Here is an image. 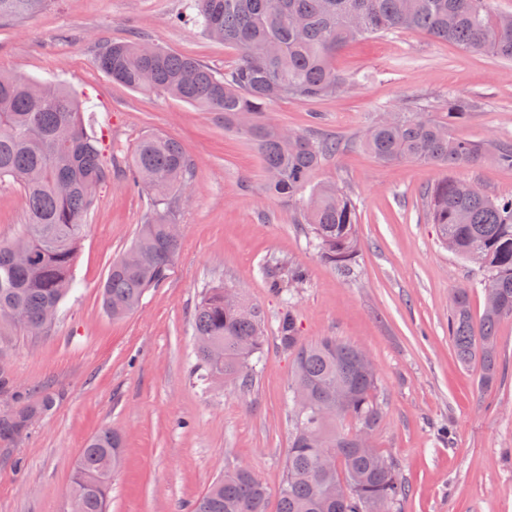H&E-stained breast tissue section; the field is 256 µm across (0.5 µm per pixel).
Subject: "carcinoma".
<instances>
[{"mask_svg": "<svg viewBox=\"0 0 512 512\" xmlns=\"http://www.w3.org/2000/svg\"><path fill=\"white\" fill-rule=\"evenodd\" d=\"M50 0H0V23L36 14ZM190 19L207 36L240 51L224 73L199 60L138 40L100 49L98 68L112 81L141 93L176 98L205 112L224 113L257 149L272 193L298 205L320 259L344 275L360 251L356 207L332 184L313 185L311 174L337 155L341 144L309 133L284 134L265 119L277 99H315L348 86L334 66L345 45L402 30L417 31L463 50L512 62V14L489 0H188ZM475 107L448 100L442 120L425 113L385 112L367 127L362 144L387 163L422 162L446 167L475 165L491 154L512 167V142L490 145L457 135L454 125ZM83 101L66 83H42L0 71V181L24 196L26 222L0 244V325L33 334L52 327L75 286L83 219L112 176L97 136L88 131ZM194 164L175 139L141 137L132 156L129 186L146 192L151 214L130 251L140 261L112 262L103 283V305L115 319L140 305L168 276L180 248L178 198L188 189ZM425 215L439 241L465 261L478 256L485 310L474 319L467 289L450 307L448 335L459 362L481 353L484 381L499 372L498 324L512 318V198L493 197L460 178H445L424 194ZM270 287L292 294L307 280L302 266L283 274L264 269ZM200 381H230L248 391L256 379L253 360L266 342L264 312L224 284L206 289L192 320ZM276 340L295 355L293 390H307L308 404L293 412V432L278 512H393L409 495L392 461L356 445L361 424L376 428L382 412L376 373L360 370L358 348L334 337L304 345L288 310L277 318ZM53 398L25 397L0 416V441L28 434L51 410ZM122 436L105 428L90 436L71 480V512H106L112 473L122 461ZM353 481L358 491L340 488ZM268 492L252 470H227L192 504V512H266Z\"/></svg>", "mask_w": 512, "mask_h": 512, "instance_id": "carcinoma-1", "label": "carcinoma"}]
</instances>
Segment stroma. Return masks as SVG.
Listing matches in <instances>:
<instances>
[{
  "instance_id": "stroma-1",
  "label": "stroma",
  "mask_w": 512,
  "mask_h": 512,
  "mask_svg": "<svg viewBox=\"0 0 512 512\" xmlns=\"http://www.w3.org/2000/svg\"><path fill=\"white\" fill-rule=\"evenodd\" d=\"M186 0H50L38 14L0 26V71L66 81L89 101L112 180L84 221L76 285L53 329L0 333V412L17 394H51L55 405L28 435L0 442V512H70V481L88 437L109 428L125 448L112 478L109 512H190L225 469L249 466L277 512L291 437L288 383L293 357L269 339L254 387L202 385L192 332L205 288L225 283L258 304L268 330L291 306L302 343L324 337L357 347L378 375L382 418L376 448L410 486L397 512H512V319L497 329L499 376L480 385V359L463 365L448 335L449 297L469 291L473 316L484 292L477 268L443 247L424 213L426 188L447 177L512 197V168L485 158L447 168L386 163L356 148L382 112L417 104L438 117L448 100L476 106L457 134L485 143L512 141V62L468 52L428 35L401 31L351 43L335 58L352 87L318 100L283 99L266 117L295 130L338 138L343 149L314 172L313 183L351 191L362 251L353 277L317 256L297 207L271 193L261 158L219 112L146 95L112 81L96 65L99 48L136 36L216 71L236 49L182 21ZM148 132L181 143L194 162L179 202L182 244L168 279L122 320L102 305L113 260L126 253L149 213L129 188L125 167ZM25 222L15 186L0 184V242ZM300 264L308 280L291 300L259 272Z\"/></svg>"
}]
</instances>
